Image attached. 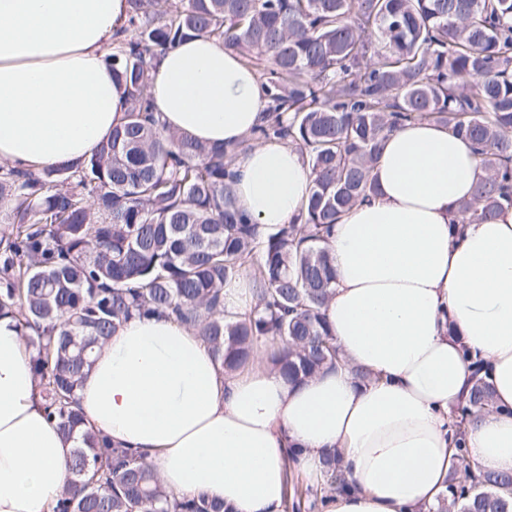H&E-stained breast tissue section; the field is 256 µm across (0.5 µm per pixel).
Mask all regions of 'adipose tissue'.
Listing matches in <instances>:
<instances>
[{"instance_id":"1","label":"adipose tissue","mask_w":512,"mask_h":512,"mask_svg":"<svg viewBox=\"0 0 512 512\" xmlns=\"http://www.w3.org/2000/svg\"><path fill=\"white\" fill-rule=\"evenodd\" d=\"M126 0H0V159L71 166L124 116L108 56ZM148 94L166 127L201 141H240L269 99L256 71L195 36L155 64ZM231 170L235 206L271 228L299 217L310 169L270 141ZM472 144L429 120L386 139L377 192L329 241L336 270L326 307L344 366L288 385L257 361L225 374L195 332L156 314L122 323L79 390L114 444L147 450L163 486L233 512H284L288 455L320 480L342 456L348 486L326 512H428L452 468L448 415L467 395L464 352L482 358L493 408L466 429L474 469L512 474V208L466 224L458 208L482 176ZM15 321L0 318V512H49L75 446L48 422Z\"/></svg>"}]
</instances>
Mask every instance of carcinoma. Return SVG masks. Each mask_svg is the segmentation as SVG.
I'll list each match as a JSON object with an SVG mask.
<instances>
[{
  "label": "carcinoma",
  "instance_id": "cac0c4a2",
  "mask_svg": "<svg viewBox=\"0 0 512 512\" xmlns=\"http://www.w3.org/2000/svg\"><path fill=\"white\" fill-rule=\"evenodd\" d=\"M127 35L109 56L125 114L75 168L0 166V317L35 348L49 422L78 438L52 512H226L204 495L169 493L144 453L115 448L78 409L96 348L134 313L192 327L228 373L279 338L271 364L292 385L341 361L325 307L336 281L328 237L375 193L387 135L430 120L477 145L486 176L463 221L512 207V0H126ZM206 35L247 66L263 61L265 121L232 144L164 130L147 94L154 61ZM286 140L311 170L298 224L262 233L235 207L233 159ZM242 275L255 304L224 319V283ZM449 415L453 468L433 512H512V475L473 471L463 429L493 407L478 360ZM321 483L293 487L286 508L321 512L347 482L336 454ZM464 475L466 482L458 481Z\"/></svg>",
  "mask_w": 512,
  "mask_h": 512
}]
</instances>
